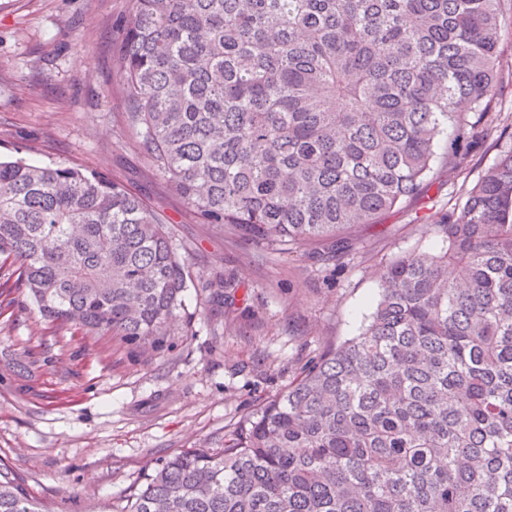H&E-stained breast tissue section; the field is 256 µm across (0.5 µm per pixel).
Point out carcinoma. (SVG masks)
<instances>
[{"instance_id": "1", "label": "carcinoma", "mask_w": 512, "mask_h": 512, "mask_svg": "<svg viewBox=\"0 0 512 512\" xmlns=\"http://www.w3.org/2000/svg\"><path fill=\"white\" fill-rule=\"evenodd\" d=\"M126 121L205 224L342 254L496 136L437 224L383 265L363 331L328 342L222 448L154 463L115 512H512V133L490 114L503 0H129ZM0 258L45 320L171 344L192 278L123 183L0 161ZM0 512H49L0 463ZM493 138H490L484 145L477 147L473 151L472 161L470 163L467 175V184L470 186L476 181L479 173L488 166L492 165L498 156V147L495 146Z\"/></svg>"}]
</instances>
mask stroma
I'll return each mask as SVG.
<instances>
[{"mask_svg": "<svg viewBox=\"0 0 512 512\" xmlns=\"http://www.w3.org/2000/svg\"><path fill=\"white\" fill-rule=\"evenodd\" d=\"M129 0H0V158L96 170L169 217L194 285L172 344L151 357L43 320L0 265V462L50 512H107L147 466L219 448L241 417L285 391L328 342L358 335L377 271L435 254L462 182L437 177L406 206L349 233L343 255L275 248L202 223L157 173L125 118L117 49ZM231 281L216 309L206 287Z\"/></svg>", "mask_w": 512, "mask_h": 512, "instance_id": "1", "label": "stroma"}]
</instances>
